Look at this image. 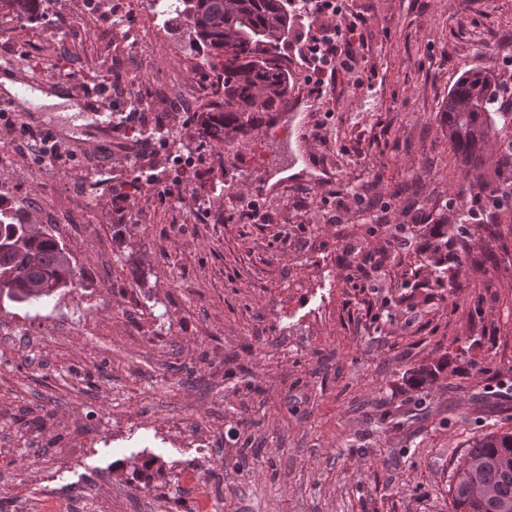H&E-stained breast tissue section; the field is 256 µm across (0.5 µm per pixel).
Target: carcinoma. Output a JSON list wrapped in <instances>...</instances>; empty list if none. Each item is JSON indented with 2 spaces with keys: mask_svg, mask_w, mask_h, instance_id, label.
<instances>
[{
  "mask_svg": "<svg viewBox=\"0 0 512 512\" xmlns=\"http://www.w3.org/2000/svg\"><path fill=\"white\" fill-rule=\"evenodd\" d=\"M45 0H0V12L19 21L41 18ZM306 9L296 0H175V18L186 26L197 68L211 78L220 101L196 113L200 144H236L262 127L265 114L288 107V69L280 48L292 33L293 19ZM499 86L484 68L459 77L448 93L444 115L448 145L472 177L478 194L512 207V108L502 106ZM488 250L472 261L477 271L490 260L512 266L501 243L496 213L485 204ZM432 249L438 286L461 287L460 250L465 232L458 217L445 216ZM65 243L52 231H31L28 215L0 209V299L19 304L49 302L73 281L76 264H66ZM452 512H512V431L476 438L457 462L448 484Z\"/></svg>",
  "mask_w": 512,
  "mask_h": 512,
  "instance_id": "cac0c4a2",
  "label": "carcinoma"
}]
</instances>
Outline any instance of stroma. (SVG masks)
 I'll list each match as a JSON object with an SVG mask.
<instances>
[{
  "mask_svg": "<svg viewBox=\"0 0 512 512\" xmlns=\"http://www.w3.org/2000/svg\"><path fill=\"white\" fill-rule=\"evenodd\" d=\"M344 6L365 20L371 80L338 75L284 146L261 130L199 146L212 97L180 23L156 26L146 0H47L32 24L0 13L18 81L79 106L0 110V208L52 228L83 274L46 304L0 300V512L57 496L198 512L191 469L213 512H450L474 438L512 429V267L479 289L466 269L448 296L420 251L391 245L394 225L440 223L439 204L471 194L442 112L463 72L512 76V0ZM157 125L170 136L142 147L136 130ZM136 173L156 183L117 211ZM362 198L387 207L370 232ZM422 366L437 374L420 387Z\"/></svg>",
  "mask_w": 512,
  "mask_h": 512,
  "instance_id": "35a3bbf8",
  "label": "stroma"
}]
</instances>
